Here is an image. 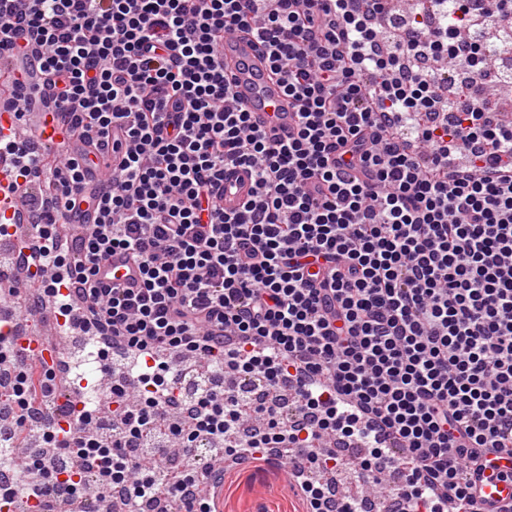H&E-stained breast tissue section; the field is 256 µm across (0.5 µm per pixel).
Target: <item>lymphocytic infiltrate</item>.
Returning a JSON list of instances; mask_svg holds the SVG:
<instances>
[{
  "label": "lymphocytic infiltrate",
  "instance_id": "1",
  "mask_svg": "<svg viewBox=\"0 0 512 512\" xmlns=\"http://www.w3.org/2000/svg\"><path fill=\"white\" fill-rule=\"evenodd\" d=\"M378 2L0 0V50L26 62L10 74L15 107L51 118L63 142L120 154L103 193L85 187L95 160L62 150L18 242L45 274L26 308L49 303L64 329L98 337L101 388L73 433L43 428L0 502L89 512L121 487L126 512H219L224 473L198 449L274 446L307 512H330L304 471L337 437L365 448L368 488L410 512H478L483 483H512V121L469 95L454 124L426 123L444 106L437 82L405 63L454 58L485 80L487 55L462 33L481 16L512 29V0H431L437 27L413 21L396 47L375 28ZM235 33L264 47L291 99L288 138L226 81L218 46ZM236 168L252 189L228 212ZM81 203L93 224L63 235ZM117 250L140 287L98 280ZM176 356L289 383L303 427L221 389L174 413ZM0 365V410L24 428L54 378L1 337Z\"/></svg>",
  "mask_w": 512,
  "mask_h": 512
}]
</instances>
